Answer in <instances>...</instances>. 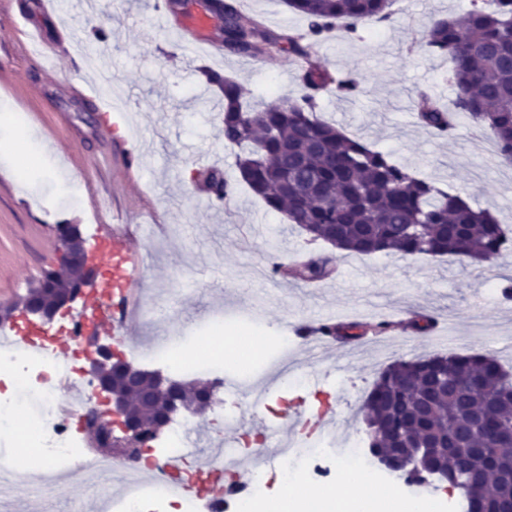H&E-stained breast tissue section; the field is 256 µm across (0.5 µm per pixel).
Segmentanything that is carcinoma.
Returning <instances> with one entry per match:
<instances>
[{"label": "carcinoma", "instance_id": "obj_1", "mask_svg": "<svg viewBox=\"0 0 512 512\" xmlns=\"http://www.w3.org/2000/svg\"><path fill=\"white\" fill-rule=\"evenodd\" d=\"M307 21L303 30H275L244 14L234 0L224 4V49L259 58L272 50L299 59V92L276 103L250 102L233 78L201 69L224 96L220 133L240 148V178L288 223L313 241L353 255L383 253L464 256L480 263L512 251V237L497 216L475 208L434 182L411 175L388 154L347 136L318 118L328 92L354 96L359 81L318 62L316 46L338 27L354 34L366 21L390 19L392 0H284ZM425 51L448 58L455 98L441 104L427 91L412 100L421 126L449 134L463 116L489 130L497 155L512 163V0H490L464 19L442 17L431 24ZM206 191L225 199L224 172L205 173ZM334 272L332 258L311 257L291 266L274 262L271 273L316 282ZM423 381L428 389L406 395ZM369 448L406 452L422 441L438 445L440 469L471 512L475 502L501 495L495 466L512 464V379L494 358L477 353L448 357V366L409 360L380 372L367 395ZM483 411L504 437L483 457L469 451L472 417Z\"/></svg>", "mask_w": 512, "mask_h": 512}]
</instances>
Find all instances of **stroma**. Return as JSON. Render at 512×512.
<instances>
[{"mask_svg": "<svg viewBox=\"0 0 512 512\" xmlns=\"http://www.w3.org/2000/svg\"><path fill=\"white\" fill-rule=\"evenodd\" d=\"M238 3L274 28L305 25L282 0ZM474 7V0H394L390 20L320 43V61L354 72L362 85L352 98L326 94L320 115L512 227V166L488 155V132L462 118L452 136L440 137L419 125L411 110L421 89L444 100L453 95L447 58L422 48L429 25L464 17ZM199 11L193 2L183 13L160 16L153 0H95L91 6L86 0H0V103L19 122L13 158L0 160V303L25 297L58 265L55 227L63 222L80 225L96 245L98 279L107 281L112 264L101 227L133 218L161 227L145 236L140 284L157 297V315L120 348L143 368L168 369L147 358L151 337H172L185 356L208 342V362L172 372L210 383L236 369L213 338L259 333L267 341L257 349L254 376L263 380L278 368L275 339L287 335L290 322L326 318L356 328L357 339L337 340L333 357L309 364L316 380L311 388L278 395L262 415L242 411L239 428L250 436L300 412L307 418L303 432H313L312 420L323 408L335 417L333 430L363 429L360 407L392 361L473 352L512 372V300L498 292L512 277L510 253L477 264L459 256L340 252L333 276L315 286L270 274L272 260L290 265L328 246L310 241L240 180L236 149L219 136L222 95L201 82L198 68L233 77L245 95L268 104L297 90V70L292 57L278 51L259 60L200 54L195 67H187L182 36ZM30 28L42 33L47 47H68L49 71L39 70L29 54ZM119 135L136 142V179L113 156ZM207 164L219 166L234 185L219 206L193 180ZM71 178L83 190L80 200L66 194ZM419 313L433 316L437 330H415L411 322ZM398 316L403 322L390 338L372 334V325ZM41 480V470L29 471L0 498V512H72L84 498L118 494L107 478L44 500Z\"/></svg>", "mask_w": 512, "mask_h": 512, "instance_id": "35a3bbf8", "label": "stroma"}]
</instances>
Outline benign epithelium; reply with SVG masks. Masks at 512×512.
I'll list each match as a JSON object with an SVG mask.
<instances>
[{"instance_id": "obj_1", "label": "benign epithelium", "mask_w": 512, "mask_h": 512, "mask_svg": "<svg viewBox=\"0 0 512 512\" xmlns=\"http://www.w3.org/2000/svg\"><path fill=\"white\" fill-rule=\"evenodd\" d=\"M61 266L67 273L68 286L56 288L43 279L36 288L47 296L37 301L27 296L15 304L0 306V326L17 324L23 319L28 323L50 326L56 317L71 310L73 304L86 298L97 288V265L94 263V248L83 234L80 225H69L66 235L57 237ZM84 374L95 383L94 395L101 407H94L85 415L86 430H106L110 441L106 451L118 459H133L139 448L136 438L143 426L129 405L128 388L136 383H144L140 394L143 402H151L155 397L165 399L166 406L159 420L151 428V435L157 437L176 417L189 413L183 394L186 383L161 371L145 370L124 357L116 355L112 345L100 343L99 338L88 336V349L85 352ZM476 435L477 450L489 454L499 440L500 431L487 427L478 416L472 425ZM434 455L431 448H419L409 458L396 454L377 456L381 465L395 473H415L422 483L429 479L442 480L440 472L433 470L430 459Z\"/></svg>"}]
</instances>
